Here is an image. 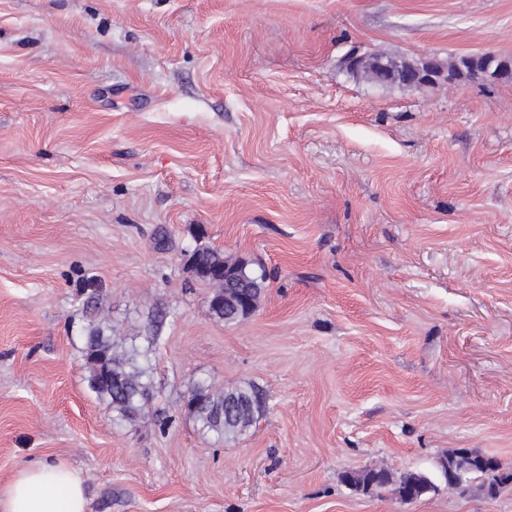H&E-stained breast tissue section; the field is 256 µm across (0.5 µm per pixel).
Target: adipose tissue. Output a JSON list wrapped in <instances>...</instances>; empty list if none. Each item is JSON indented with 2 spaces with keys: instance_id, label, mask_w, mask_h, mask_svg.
I'll return each mask as SVG.
<instances>
[{
  "instance_id": "ef3b65f1",
  "label": "adipose tissue",
  "mask_w": 512,
  "mask_h": 512,
  "mask_svg": "<svg viewBox=\"0 0 512 512\" xmlns=\"http://www.w3.org/2000/svg\"><path fill=\"white\" fill-rule=\"evenodd\" d=\"M86 506L82 479L61 463L28 464L0 485V512H86Z\"/></svg>"
}]
</instances>
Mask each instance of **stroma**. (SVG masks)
I'll return each mask as SVG.
<instances>
[{
  "instance_id": "1",
  "label": "stroma",
  "mask_w": 512,
  "mask_h": 512,
  "mask_svg": "<svg viewBox=\"0 0 512 512\" xmlns=\"http://www.w3.org/2000/svg\"><path fill=\"white\" fill-rule=\"evenodd\" d=\"M512 56V0H0V485L36 460L87 512H512V84L379 85L351 53ZM208 246L265 267L211 316ZM150 349L116 425L90 324ZM268 396L236 441L194 384ZM424 473L411 501L345 470ZM477 450L468 448L455 449L439 462L438 472L441 478L452 487L448 481V472L443 470L442 462L453 461L456 471L463 478L465 485L477 482V487L487 498L494 499L506 487L512 486V470H504L495 460L485 459Z\"/></svg>"
}]
</instances>
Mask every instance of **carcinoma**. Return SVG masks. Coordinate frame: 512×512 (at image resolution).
I'll return each instance as SVG.
<instances>
[{
  "label": "carcinoma",
  "instance_id": "1",
  "mask_svg": "<svg viewBox=\"0 0 512 512\" xmlns=\"http://www.w3.org/2000/svg\"><path fill=\"white\" fill-rule=\"evenodd\" d=\"M238 270L237 280L224 281V267ZM188 267L195 275L209 282L214 291L209 301L210 314L226 322L242 317L233 305H224V292L245 289L259 302L263 283L267 279L265 270L255 276L247 271V264L232 260L221 251L209 247H197L189 256ZM140 352L136 348L117 349L112 327L101 323L91 326L85 336L83 365L87 372L90 389L99 400L104 401L115 413L119 424L136 420L149 398L150 385L147 371L138 364ZM264 397L255 386L247 390H212L203 383L195 384L187 407L205 432H213L225 440H235L253 424L255 413L262 410ZM454 462L456 471L465 484H477L487 498L494 499L506 487L512 486V470H504L500 463H492L477 450L455 449L444 457ZM341 479L355 489L370 490L379 494L387 489L401 497L408 493L420 498L435 488L431 478L422 473H411L395 479L389 469L376 466L357 472L346 470Z\"/></svg>",
  "mask_w": 512,
  "mask_h": 512
}]
</instances>
